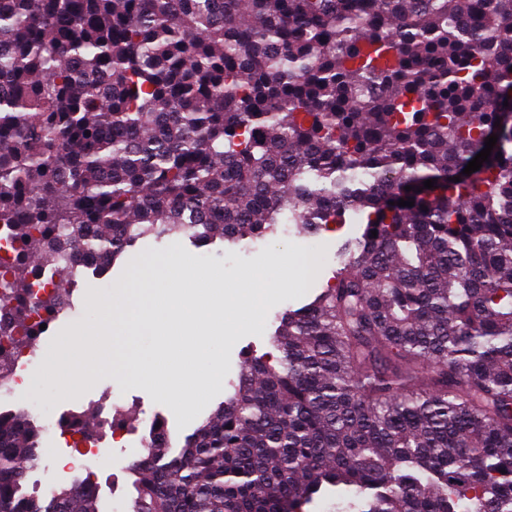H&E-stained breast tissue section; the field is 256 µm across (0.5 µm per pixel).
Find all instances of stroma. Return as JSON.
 Returning a JSON list of instances; mask_svg holds the SVG:
<instances>
[{
  "mask_svg": "<svg viewBox=\"0 0 512 512\" xmlns=\"http://www.w3.org/2000/svg\"><path fill=\"white\" fill-rule=\"evenodd\" d=\"M362 232V225L344 224L312 237L292 225L287 232L279 231L261 240L246 241L241 250L219 239L200 249L185 238L138 242L100 277L83 274L74 294L75 311L59 318L45 333L41 358L49 360L62 338L78 340L95 331L105 307L112 304L118 292L128 287L132 273L146 264H153L156 270L164 273L189 268L217 276L223 279L224 289L229 294L239 293L245 288L246 278L253 272H262L268 282L277 284L281 272L289 271L290 284L278 287L269 299L271 310L265 325L253 323L236 328L223 345L214 349L210 362L222 370L223 379L207 384L191 405H183L171 396L133 388L121 376L109 371L96 373L87 380L84 395L91 396L108 387L125 395L126 408L136 416L131 427L136 436L146 434L144 418L159 413L168 424L173 445L181 446L185 437L193 433L230 392L244 359L270 352V335L279 314L300 304L308 293L323 287L331 278L336 267L338 243ZM65 403L59 381L48 374L37 378L31 391L13 400L11 406L15 409L35 406L49 414L61 409ZM42 446L43 458L37 468L28 472L27 480L30 486L38 488L41 495L47 496L61 484L57 477L61 451L47 433L42 436ZM135 479L132 463L128 460L115 472L104 473L98 493L100 512H133Z\"/></svg>",
  "mask_w": 512,
  "mask_h": 512,
  "instance_id": "35a3bbf8",
  "label": "stroma"
}]
</instances>
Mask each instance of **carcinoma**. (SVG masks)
<instances>
[{
  "label": "carcinoma",
  "mask_w": 512,
  "mask_h": 512,
  "mask_svg": "<svg viewBox=\"0 0 512 512\" xmlns=\"http://www.w3.org/2000/svg\"><path fill=\"white\" fill-rule=\"evenodd\" d=\"M507 112L512 0H0L17 324L32 256L365 225L277 354L178 452L153 437L136 512H304L329 488L354 495L338 512H512ZM41 459L29 413L0 412V512H99L80 482L29 489Z\"/></svg>",
  "instance_id": "obj_1"
}]
</instances>
